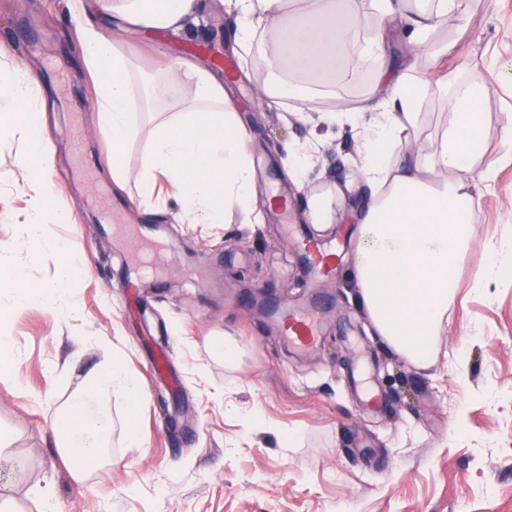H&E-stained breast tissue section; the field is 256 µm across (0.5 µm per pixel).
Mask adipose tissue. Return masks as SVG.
Listing matches in <instances>:
<instances>
[{
    "label": "adipose tissue",
    "instance_id": "obj_1",
    "mask_svg": "<svg viewBox=\"0 0 512 512\" xmlns=\"http://www.w3.org/2000/svg\"><path fill=\"white\" fill-rule=\"evenodd\" d=\"M118 28L183 33L202 18L201 0H98ZM237 13V44L261 48L267 92L304 111L312 93L329 89L347 76L357 60L374 64L375 78L358 104L340 102L327 120L350 121L368 109L378 118L361 131L359 172L370 189L358 214L359 242L352 254V284L357 303L377 336L419 367L435 359L436 339L455 300L457 265L464 260L478 201L471 184L489 181L493 165H482L489 86L481 71L449 72L442 92L448 122L429 153H400L403 134L419 124L420 83L394 64L390 37L395 22L411 29L425 46L447 17L464 13V0H228ZM73 22L83 61L97 80L98 124L112 142V177L134 182L145 206L153 204L157 177L170 184L184 215L196 224L239 220L258 224L251 205L255 169L234 105L223 83L188 58L157 69L127 55L119 39L107 37L83 4L73 5ZM44 107L21 67L0 71V118L32 126ZM148 127L142 165L130 172L121 163L127 143ZM346 200L338 184L311 187L304 216L317 229L336 223ZM29 242L54 247L48 223L66 222L47 191L32 197ZM17 307L50 306L64 295L61 286H37L22 269L10 274ZM140 397L138 381L115 359L98 362L84 388L56 416L60 455L75 480L102 455L112 433V400Z\"/></svg>",
    "mask_w": 512,
    "mask_h": 512
}]
</instances>
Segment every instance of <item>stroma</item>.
<instances>
[{
    "instance_id": "35a3bbf8",
    "label": "stroma",
    "mask_w": 512,
    "mask_h": 512,
    "mask_svg": "<svg viewBox=\"0 0 512 512\" xmlns=\"http://www.w3.org/2000/svg\"><path fill=\"white\" fill-rule=\"evenodd\" d=\"M195 32L122 33L133 57L175 59L195 40L239 60L235 20L221 0H203ZM465 18H448L432 36L443 69L480 70L490 86L486 161L490 187L479 190L475 235L458 269L460 291L432 366L418 367L374 336L349 286L362 200L353 191L330 229L302 217L304 192L283 167L287 145L317 140L306 176L344 183L357 156L359 125L322 114L331 99L306 102V119L271 98L261 65L236 71L228 92L250 139L259 224H185L178 207L144 213L135 185L112 180V146L96 123V90L83 65L69 0H0V66L29 71L48 100L42 133L56 178L55 205L70 214L51 224L58 249L0 250V280L14 268L41 284L64 282L80 303L71 316L29 307L0 317L17 369L0 368V435L11 441L0 466V499L16 512H39L29 490L50 488L56 512H512V162L503 158V126L512 125V0H468ZM396 63L425 81L422 121L404 146L431 151L448 120L432 67L404 30L391 38ZM27 138L0 130V243L28 237L31 183L18 161ZM121 223H113L112 213ZM341 244L333 273L313 278L294 255L283 225ZM160 233L167 268L125 287L135 257L128 226ZM500 271L475 275L490 245ZM77 250L85 270L68 277L60 246ZM311 309L319 340L288 348L276 327L280 307ZM233 337L232 365L214 359L209 339ZM168 374L154 376L159 350ZM122 361L141 397L112 401L109 451L75 481L55 447L53 422L89 370L105 357ZM388 401L372 411L354 393L353 376ZM135 430L137 443L127 439Z\"/></svg>"
}]
</instances>
